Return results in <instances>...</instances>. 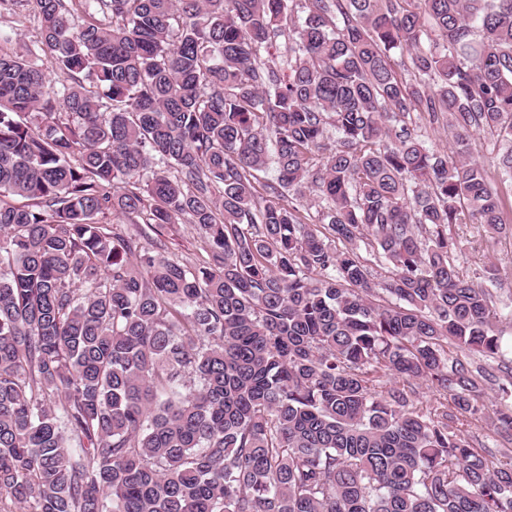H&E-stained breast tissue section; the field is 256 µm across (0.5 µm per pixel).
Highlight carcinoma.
I'll return each mask as SVG.
<instances>
[{
	"label": "carcinoma",
	"instance_id": "carcinoma-1",
	"mask_svg": "<svg viewBox=\"0 0 512 512\" xmlns=\"http://www.w3.org/2000/svg\"><path fill=\"white\" fill-rule=\"evenodd\" d=\"M25 6L40 39H0V512H512L448 354L504 357L497 269L461 276L450 226L512 231V0L0 13ZM442 120L446 148L421 138ZM108 216L192 224L213 264Z\"/></svg>",
	"mask_w": 512,
	"mask_h": 512
}]
</instances>
